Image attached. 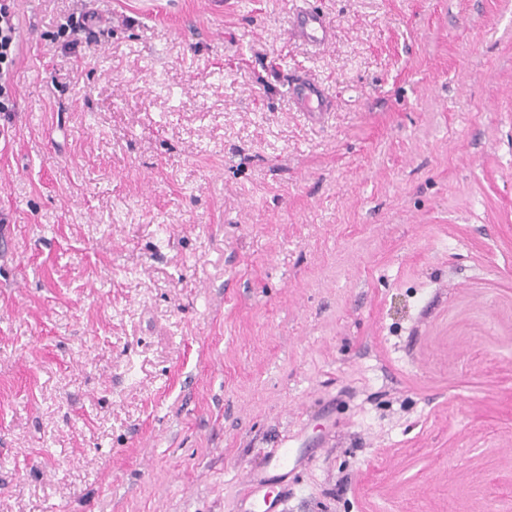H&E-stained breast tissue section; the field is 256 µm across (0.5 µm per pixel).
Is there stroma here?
Segmentation results:
<instances>
[{
    "label": "stroma",
    "mask_w": 512,
    "mask_h": 512,
    "mask_svg": "<svg viewBox=\"0 0 512 512\" xmlns=\"http://www.w3.org/2000/svg\"><path fill=\"white\" fill-rule=\"evenodd\" d=\"M303 2L16 0L0 512H512V0ZM290 35L304 47H326L333 43L335 30L327 17L315 8H305L290 17ZM289 94L301 112H305L308 117L318 118L330 108L320 84L310 77L292 80ZM301 459L300 448L288 445V439L269 452L261 465L248 474L252 499L245 512H276L286 492L288 476Z\"/></svg>",
    "instance_id": "1"
}]
</instances>
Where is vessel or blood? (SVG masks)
Segmentation results:
<instances>
[{"label":"vessel or blood","instance_id":"vessel-or-blood-1","mask_svg":"<svg viewBox=\"0 0 512 512\" xmlns=\"http://www.w3.org/2000/svg\"><path fill=\"white\" fill-rule=\"evenodd\" d=\"M289 31L292 39L305 47H326L335 38V30L327 17L314 8L294 12ZM289 94L297 107L311 118L323 115L330 107L320 84L309 77L292 80ZM301 459V450L285 442L269 452L261 465L248 475L251 503L247 512H276L286 492L288 476Z\"/></svg>","mask_w":512,"mask_h":512}]
</instances>
